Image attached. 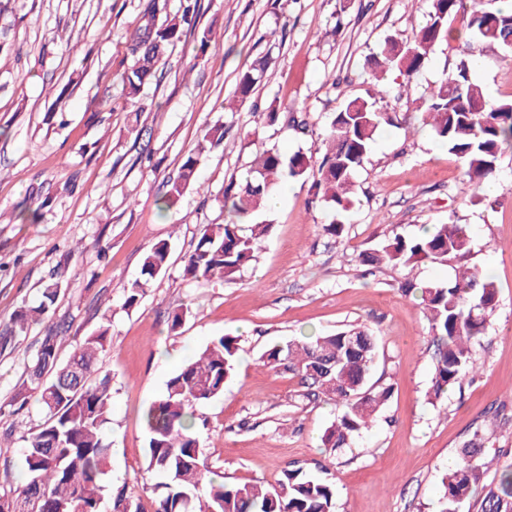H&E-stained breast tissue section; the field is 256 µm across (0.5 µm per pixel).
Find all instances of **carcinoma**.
<instances>
[{"label": "carcinoma", "mask_w": 512, "mask_h": 512, "mask_svg": "<svg viewBox=\"0 0 512 512\" xmlns=\"http://www.w3.org/2000/svg\"><path fill=\"white\" fill-rule=\"evenodd\" d=\"M497 0H431L428 19L411 44L389 38L372 55L375 71H397L402 76L399 94L415 92L414 78L428 62L439 42H459V55L451 74L425 88L417 98L420 121L431 127L448 153L461 162L467 186L480 187L492 178L505 148L512 149V99L491 100L473 77L477 56L485 47L512 51V13L496 6ZM466 13L465 30L448 22ZM201 0H181L176 13L167 0H147L133 30L130 61L119 75L125 95L142 96L145 88L160 82L165 57L193 36L204 53L213 32L200 29ZM259 58L241 72L238 93L248 98L265 74ZM383 93H369L340 103L331 113L315 152L288 157L272 149H259L245 180L224 186V208L229 219L203 227L197 243L184 260L183 274L190 279L230 278L252 260L272 225L253 221L265 209L270 189L282 179L311 183L314 197L324 202L331 216L326 234L340 238L344 214L352 204L354 174L371 152L376 135L392 126L397 115L381 105ZM269 123L281 122L298 131L308 130L307 114L273 108ZM202 145L184 157L177 177L167 181L160 198L167 209L196 183L204 158ZM468 252L466 228L461 224H435L419 236L396 235L366 256L372 265L394 268L430 261L459 263L453 282L421 283L406 280L405 296H419L426 313L435 351L428 397L438 402L448 391L474 377L476 363L471 346L481 342L497 304V286L462 260ZM169 247L156 244L144 257L140 278L124 287V303H139L153 281L165 272ZM61 272L43 282L39 303L18 311L0 331V353L26 338L34 325L49 320L59 298ZM61 326L46 327L35 354L25 366L9 405L24 406L35 399L44 416L26 435L20 459L25 481H0V499L8 512H143L127 494L126 486L106 483L112 442L105 429L112 420V374L100 356L110 344L109 328L101 325L71 346L60 359ZM376 336L354 327L335 334L309 336L275 344L261 356L264 365L300 377L302 398H328L340 408L323 435L331 451L350 446L368 428L390 397L387 388L368 386L376 360ZM235 336H220L194 355L167 381L165 392L144 412L146 447L143 466L161 481L154 484L153 512H335V486L297 467L284 471L277 484H227L206 476L198 436L196 408L224 391L238 360ZM488 438L477 429L443 478L441 512H460L483 481L493 460L485 451ZM475 512H512V468L498 482L482 488L473 503Z\"/></svg>", "instance_id": "obj_1"}]
</instances>
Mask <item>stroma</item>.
<instances>
[{
  "instance_id": "obj_1",
  "label": "stroma",
  "mask_w": 512,
  "mask_h": 512,
  "mask_svg": "<svg viewBox=\"0 0 512 512\" xmlns=\"http://www.w3.org/2000/svg\"><path fill=\"white\" fill-rule=\"evenodd\" d=\"M144 4L0 0V328L55 270L62 279L54 317L66 321L70 339L109 327L108 481L152 512L156 478L141 470L144 410L189 349L229 335L238 339L236 371L222 395L197 408L207 421L203 458L225 482L273 485L300 466L334 482L336 512H437L449 462L490 419L497 428L487 452L498 464L484 481L496 482L512 464V150L499 160L495 192L463 193L455 156L421 126L416 102L397 98V72L379 83L366 65L387 37L413 38L430 0H202L201 24L216 43L200 62L195 38L178 44L138 111L116 74ZM261 57L264 82L237 101L241 71ZM475 78L489 97L511 99L512 52L485 49ZM379 85L388 109L407 121L380 131L357 170L342 238L324 235L329 212L309 185L283 181L275 188L280 208L261 214L272 229L248 268L226 281L184 278L203 225L223 223L224 187L245 176L254 141L285 156L313 151L329 113ZM273 105L309 113V135L267 124ZM217 124L226 134L206 149L200 189L160 210L186 151ZM24 209L39 210V223H21ZM431 224L466 225L467 263L498 289L486 336L473 347L479 373L434 405L430 325L419 299L399 285L407 277L451 280L457 265L394 269L362 260L388 236L413 237ZM162 240L170 244L166 271L125 307L124 285ZM180 308L191 315L170 331L168 317ZM350 325L377 336L371 381L391 396L351 447L329 453L321 436L336 405L300 399L299 378L263 366L260 356L273 343ZM43 333L33 326L0 354V471L17 469V442L42 417L36 403L15 411L7 401Z\"/></svg>"
}]
</instances>
